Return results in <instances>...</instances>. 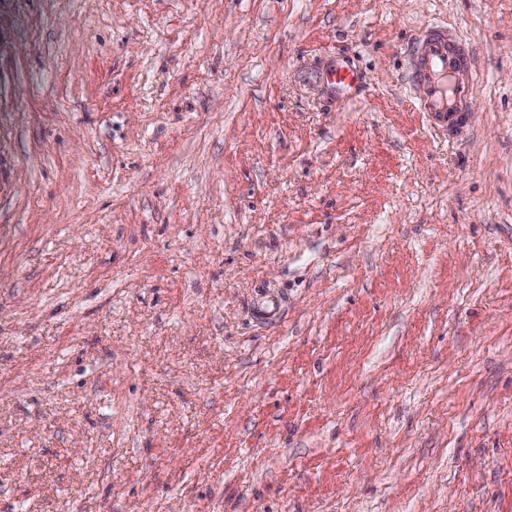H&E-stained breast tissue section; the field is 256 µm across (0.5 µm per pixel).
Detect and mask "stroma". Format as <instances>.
Returning <instances> with one entry per match:
<instances>
[{
	"mask_svg": "<svg viewBox=\"0 0 512 512\" xmlns=\"http://www.w3.org/2000/svg\"><path fill=\"white\" fill-rule=\"evenodd\" d=\"M0 512H512V0H0ZM411 49L419 109L432 126L448 131L449 139H458L466 132L475 87L465 46L447 30L430 26Z\"/></svg>",
	"mask_w": 512,
	"mask_h": 512,
	"instance_id": "1",
	"label": "stroma"
}]
</instances>
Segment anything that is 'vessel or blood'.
Wrapping results in <instances>:
<instances>
[{"mask_svg":"<svg viewBox=\"0 0 512 512\" xmlns=\"http://www.w3.org/2000/svg\"><path fill=\"white\" fill-rule=\"evenodd\" d=\"M411 49V77L417 84L420 110L449 138L461 137L475 87L465 46L447 30L430 26Z\"/></svg>","mask_w":512,"mask_h":512,"instance_id":"vessel-or-blood-1","label":"vessel or blood"}]
</instances>
